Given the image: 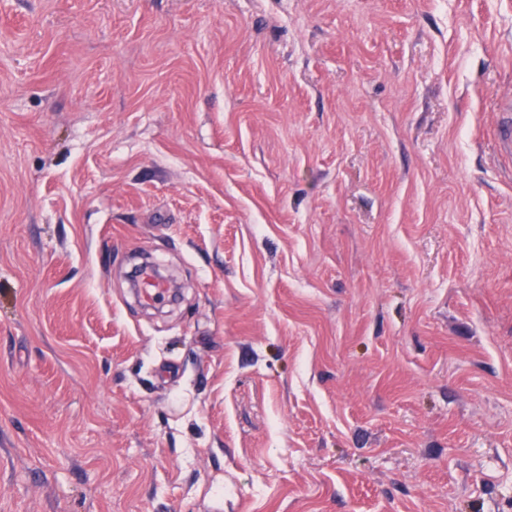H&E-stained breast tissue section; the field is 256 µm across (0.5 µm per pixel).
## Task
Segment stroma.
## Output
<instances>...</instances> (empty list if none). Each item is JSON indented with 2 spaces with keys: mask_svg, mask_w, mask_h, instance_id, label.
Segmentation results:
<instances>
[{
  "mask_svg": "<svg viewBox=\"0 0 512 512\" xmlns=\"http://www.w3.org/2000/svg\"><path fill=\"white\" fill-rule=\"evenodd\" d=\"M510 94L512 0H0V512H512ZM500 112L504 122L499 132V142L501 150L508 156H512V98L507 96L502 98Z\"/></svg>",
  "mask_w": 512,
  "mask_h": 512,
  "instance_id": "35a3bbf8",
  "label": "stroma"
}]
</instances>
